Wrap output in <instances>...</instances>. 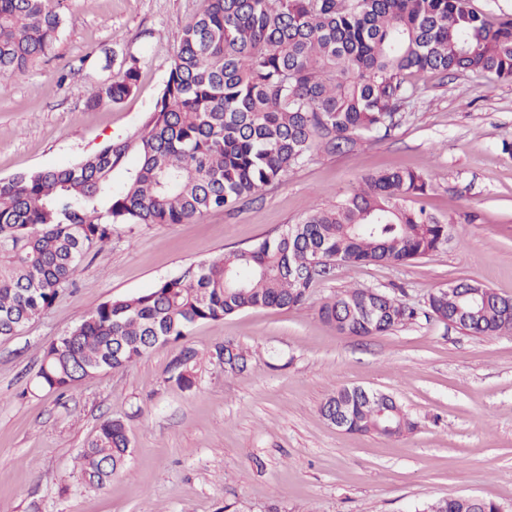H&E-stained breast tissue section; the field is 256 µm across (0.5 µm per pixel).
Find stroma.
<instances>
[{"mask_svg": "<svg viewBox=\"0 0 512 512\" xmlns=\"http://www.w3.org/2000/svg\"><path fill=\"white\" fill-rule=\"evenodd\" d=\"M51 53L0 96V178L63 167L133 138L168 78L200 0H54ZM140 61L136 90L91 109L94 89ZM388 134L349 153H315L259 196L184 224H117L73 287L41 317L0 337V512H423L477 496L512 512V335L472 336L433 318L437 288L476 281L512 297V78L426 74ZM426 174L427 212L449 226L435 254L406 265L342 263L305 308L244 311L195 326V384L169 382L159 346L65 394L35 385L44 348L100 303L152 290L185 265L282 233L313 207L348 197L379 172ZM347 288L414 307L406 325L347 336L318 316ZM247 350L228 374L215 353ZM353 386L390 394L416 422L387 437L350 433L321 413ZM122 419L131 454L105 487L76 463L96 428Z\"/></svg>", "mask_w": 512, "mask_h": 512, "instance_id": "35a3bbf8", "label": "stroma"}]
</instances>
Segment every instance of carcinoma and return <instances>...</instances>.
<instances>
[{"label": "carcinoma", "instance_id": "obj_1", "mask_svg": "<svg viewBox=\"0 0 512 512\" xmlns=\"http://www.w3.org/2000/svg\"><path fill=\"white\" fill-rule=\"evenodd\" d=\"M469 0H201L183 29L167 81L133 139L105 143L76 163L0 178V336H13L53 306L82 260L114 224H183L278 182L322 149L351 152L366 134L389 132L426 73L512 77V17L489 19ZM61 26L50 0H0V94L53 48ZM140 61L97 87L89 106L119 104L137 86ZM138 164L116 187L114 170ZM425 175L390 169L330 208L248 248L190 263L151 291L110 299L44 350L37 385L51 392L123 368L191 329L249 309L303 307L336 258L404 265L448 241V225L424 207ZM456 315L438 289L431 315L472 336L512 334L508 299ZM319 317L340 333L371 336L415 310L351 288ZM195 352L183 345L170 380L193 385ZM346 411L344 429L388 435L382 405L344 388L322 412ZM131 441L119 418L103 421L79 454L85 480L102 487L124 467ZM426 512H468L449 498Z\"/></svg>", "mask_w": 512, "mask_h": 512}]
</instances>
